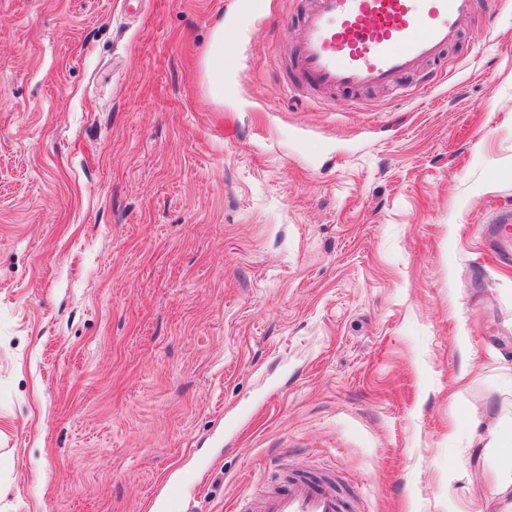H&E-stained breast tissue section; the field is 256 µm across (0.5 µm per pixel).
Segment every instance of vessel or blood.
<instances>
[{
    "label": "vessel or blood",
    "mask_w": 512,
    "mask_h": 512,
    "mask_svg": "<svg viewBox=\"0 0 512 512\" xmlns=\"http://www.w3.org/2000/svg\"><path fill=\"white\" fill-rule=\"evenodd\" d=\"M476 0H309L292 68L312 94L401 88L423 64L439 62L472 18ZM497 249L512 257V215L496 218ZM245 512H355L353 500L325 474L279 473Z\"/></svg>",
    "instance_id": "obj_1"
}]
</instances>
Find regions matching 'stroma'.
Segmentation results:
<instances>
[{
    "instance_id": "35a3bbf8",
    "label": "stroma",
    "mask_w": 512,
    "mask_h": 512,
    "mask_svg": "<svg viewBox=\"0 0 512 512\" xmlns=\"http://www.w3.org/2000/svg\"><path fill=\"white\" fill-rule=\"evenodd\" d=\"M307 0H0V512H238L335 473L473 512L512 428V0L440 83L315 102ZM238 69L216 98V34ZM496 237L498 239V254L501 258L512 257V215L499 213L496 218Z\"/></svg>"
}]
</instances>
